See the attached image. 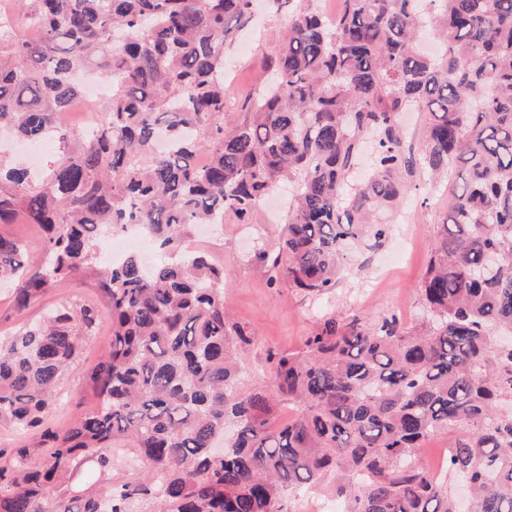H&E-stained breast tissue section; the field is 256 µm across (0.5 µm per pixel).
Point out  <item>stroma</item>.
<instances>
[{"label": "stroma", "instance_id": "obj_1", "mask_svg": "<svg viewBox=\"0 0 512 512\" xmlns=\"http://www.w3.org/2000/svg\"><path fill=\"white\" fill-rule=\"evenodd\" d=\"M259 23L243 33L234 46L224 70L227 96L224 120L235 124L243 119L253 98L266 81V67L280 55L287 12L269 9L267 0H259ZM406 181L409 191L391 209V230L381 246L351 249L335 288L316 297H308L280 283L266 284L268 267L260 252H275L278 247L286 199L276 195L257 206L248 220L234 214L224 216L219 242L223 255L214 257L224 270V307L234 322L246 325L252 334L241 359L243 389L265 388L268 383V357L279 352L302 350L303 342L320 318L330 313L360 316L375 322L394 313L407 326L423 321L419 288L426 272L433 241L448 210L450 186L434 187L425 172L414 169ZM104 262L80 269L51 288L47 294L17 309L11 286L0 287V336L14 332L27 322L41 318L52 307L71 302L104 306L101 289ZM112 346V327L102 319L88 340L76 364L62 377L55 396L44 412L49 430L65 431L73 422L94 410L98 403L91 371L108 355Z\"/></svg>", "mask_w": 512, "mask_h": 512}]
</instances>
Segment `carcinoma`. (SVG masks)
Masks as SVG:
<instances>
[{"instance_id":"cac0c4a2","label":"carcinoma","mask_w":512,"mask_h":512,"mask_svg":"<svg viewBox=\"0 0 512 512\" xmlns=\"http://www.w3.org/2000/svg\"><path fill=\"white\" fill-rule=\"evenodd\" d=\"M273 2L291 10L274 78L226 126L227 49L252 0H15L40 32L0 39V134L52 139L60 154L39 176L0 160V224L22 217L46 241L32 261L0 232V282L25 308L97 261L105 227L138 226L171 260L147 272L130 253L106 271L100 404L63 433L43 430L44 463L19 448L0 464V512H283L285 489L330 476L347 512H459L453 479L470 512H512V0H343L334 20L313 0ZM85 68L111 93L95 133L76 136L55 117L79 99ZM405 109L431 115L422 167L458 177L421 288L424 328L325 315L303 351L270 357L265 388L242 389L251 333L227 318L224 269L201 252L175 257L183 239L226 212L246 218L292 181L278 253H260L268 282L330 291L347 245L380 246L389 227L375 214L408 190ZM366 136L374 166L350 187ZM98 318L65 305L0 339V424L42 426ZM284 401L299 414L276 424ZM441 435L444 479L415 456ZM120 444L148 471L114 486ZM87 470L100 489H76Z\"/></svg>"}]
</instances>
